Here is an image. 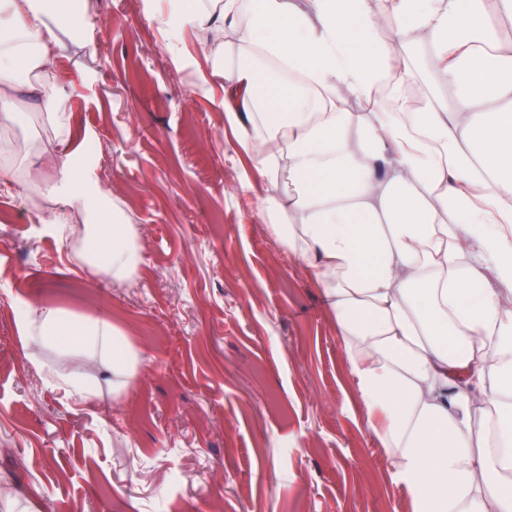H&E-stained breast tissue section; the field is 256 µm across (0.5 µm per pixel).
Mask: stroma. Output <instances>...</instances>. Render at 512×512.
Returning <instances> with one entry per match:
<instances>
[{
  "mask_svg": "<svg viewBox=\"0 0 512 512\" xmlns=\"http://www.w3.org/2000/svg\"><path fill=\"white\" fill-rule=\"evenodd\" d=\"M91 21L95 45L58 70L135 226L138 285L112 287L0 186V489L41 490L34 512H411L319 289L242 181L208 44L171 50L143 0H96ZM20 302L107 315L139 354L127 395L80 353L26 346ZM36 358L87 375L96 402L45 385Z\"/></svg>",
  "mask_w": 512,
  "mask_h": 512,
  "instance_id": "1",
  "label": "stroma"
}]
</instances>
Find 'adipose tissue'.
<instances>
[{
	"instance_id": "obj_1",
	"label": "adipose tissue",
	"mask_w": 512,
	"mask_h": 512,
	"mask_svg": "<svg viewBox=\"0 0 512 512\" xmlns=\"http://www.w3.org/2000/svg\"><path fill=\"white\" fill-rule=\"evenodd\" d=\"M166 0L169 39L238 29L252 60L209 54L239 146L254 152L263 218L313 272L347 357L358 400L390 454L413 512H512V0ZM82 46L95 41V0H0V124L49 119L65 149L21 168L0 137V185L50 200L38 220L76 236L102 277L129 284L140 265L134 227L112 212L87 154L92 139L69 113L56 56L72 6ZM401 18V27L387 15ZM264 59L299 73L278 107L264 108ZM437 90L411 108L419 76ZM35 85L36 113L19 91ZM369 104L348 109L349 98ZM504 284L488 288L486 271ZM31 347L77 350L105 362L122 396L137 362L104 315L23 304ZM485 420L493 445L475 452Z\"/></svg>"
}]
</instances>
